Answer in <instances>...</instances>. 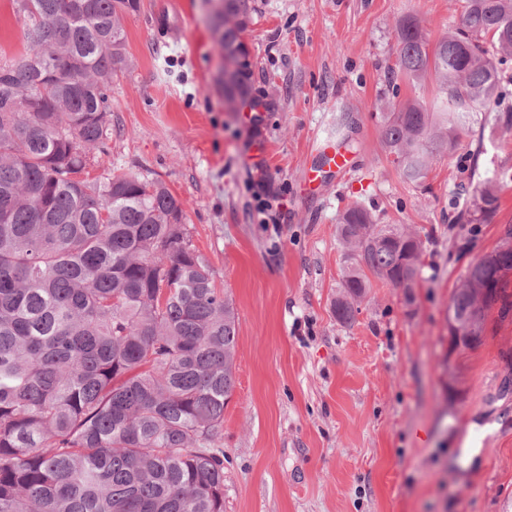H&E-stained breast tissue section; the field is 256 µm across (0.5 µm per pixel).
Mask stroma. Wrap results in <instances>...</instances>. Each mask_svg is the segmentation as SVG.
Wrapping results in <instances>:
<instances>
[{
    "mask_svg": "<svg viewBox=\"0 0 512 512\" xmlns=\"http://www.w3.org/2000/svg\"><path fill=\"white\" fill-rule=\"evenodd\" d=\"M465 0H249L247 91L224 97V51L207 0H140L112 81L110 135L84 172L159 180L185 204L196 248L233 301L235 388L224 408V512H512V320L448 354V300L512 224V131L485 124L435 157L421 185L381 146L391 104L432 84L390 83L394 25L430 42ZM264 121L245 124L246 104ZM333 139L353 158L316 189L306 171ZM269 157L248 158L255 140ZM508 172L488 224H458V195ZM361 202L408 224L424 249L412 290L373 280L354 321L334 302L336 237ZM468 448L474 466L463 469Z\"/></svg>",
    "mask_w": 512,
    "mask_h": 512,
    "instance_id": "obj_1",
    "label": "stroma"
}]
</instances>
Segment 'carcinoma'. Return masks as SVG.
Wrapping results in <instances>:
<instances>
[{
    "label": "carcinoma",
    "mask_w": 512,
    "mask_h": 512,
    "mask_svg": "<svg viewBox=\"0 0 512 512\" xmlns=\"http://www.w3.org/2000/svg\"><path fill=\"white\" fill-rule=\"evenodd\" d=\"M27 51L0 62V512H224V406L235 387L237 317L191 240L183 203L161 181L78 178L108 135L112 78L126 62L125 21L139 0H13ZM249 0H224V94L238 67ZM395 76L435 93L383 115L381 143L420 183L460 134L512 111L491 56H512V0H466L459 26L430 45L397 20ZM507 172L478 182L468 223L489 222ZM348 264L336 320L351 323L369 276L413 288L423 240L377 224L359 203L336 226ZM512 225L449 299L485 336L512 318ZM486 288L479 304L475 289Z\"/></svg>",
    "instance_id": "cac0c4a2"
}]
</instances>
